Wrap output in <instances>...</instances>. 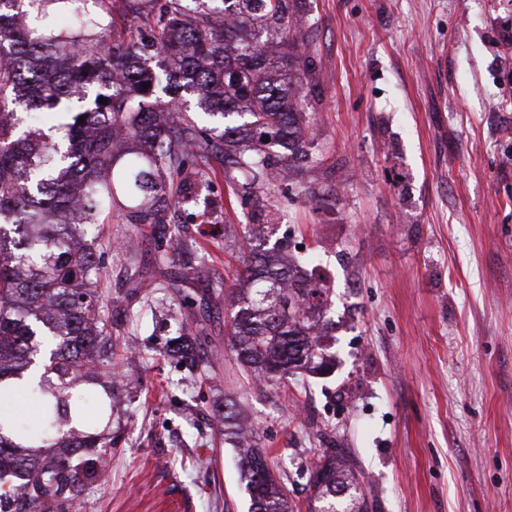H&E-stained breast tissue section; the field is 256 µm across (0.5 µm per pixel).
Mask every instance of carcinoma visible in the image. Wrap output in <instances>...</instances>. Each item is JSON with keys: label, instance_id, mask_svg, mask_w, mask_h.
<instances>
[{"label": "carcinoma", "instance_id": "obj_1", "mask_svg": "<svg viewBox=\"0 0 512 512\" xmlns=\"http://www.w3.org/2000/svg\"><path fill=\"white\" fill-rule=\"evenodd\" d=\"M62 2L0 0V396L43 359L39 381L27 386L35 418L0 414V485L9 484L0 512H65L99 479L95 449L111 447L82 418L83 385L102 389L109 420L115 401L86 226L104 210L153 224L164 208L190 205L196 197L184 183L211 155L224 157L231 189L255 195L283 171L306 183L320 151L300 104L315 84L299 0H113L110 43L96 35L108 0H90L50 34L61 10L49 6ZM187 94L209 126L187 115ZM74 99L81 106L62 108L72 122L57 126L59 138L14 120L20 108ZM241 258L228 324L240 369L266 382L320 371L329 288L307 270L314 258L252 245ZM174 342L167 351L197 370L198 338ZM241 439L237 415L224 413L251 512H375L346 449H324L306 470L301 507L268 454Z\"/></svg>", "mask_w": 512, "mask_h": 512}]
</instances>
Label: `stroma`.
Segmentation results:
<instances>
[{
    "instance_id": "stroma-1",
    "label": "stroma",
    "mask_w": 512,
    "mask_h": 512,
    "mask_svg": "<svg viewBox=\"0 0 512 512\" xmlns=\"http://www.w3.org/2000/svg\"><path fill=\"white\" fill-rule=\"evenodd\" d=\"M321 143L315 205L298 185L232 192L212 159L191 211L163 221L208 252L188 279L157 228L101 217V313L120 381L105 480L68 512H248L233 400L305 503L302 466L344 448L377 512H512V0H307ZM313 256L331 290L325 375L245 379L225 334L246 225ZM177 289H169V282ZM179 311L206 373L163 353Z\"/></svg>"
}]
</instances>
